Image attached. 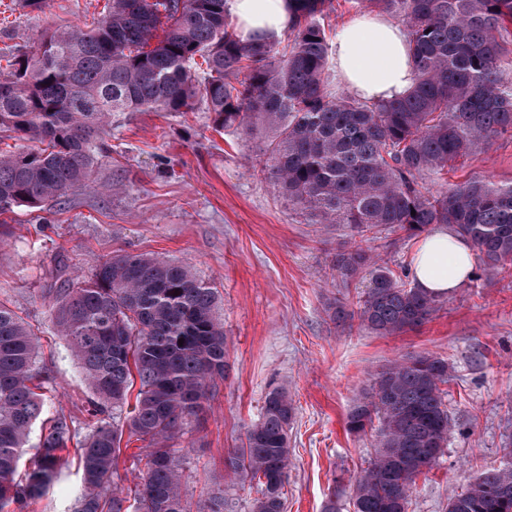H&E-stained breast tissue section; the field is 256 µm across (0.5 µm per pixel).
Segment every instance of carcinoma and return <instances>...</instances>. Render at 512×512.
Segmentation results:
<instances>
[{"instance_id": "cac0c4a2", "label": "carcinoma", "mask_w": 512, "mask_h": 512, "mask_svg": "<svg viewBox=\"0 0 512 512\" xmlns=\"http://www.w3.org/2000/svg\"><path fill=\"white\" fill-rule=\"evenodd\" d=\"M353 4L407 26L415 82L406 95L368 104L328 91L331 47L321 20L333 0H289L287 51L279 38L243 40L228 22L227 0H112L109 15L86 31L45 30L35 50L0 68V132L19 141L0 155V215L41 210L79 189L112 113L186 112L203 103L217 128L269 135L267 178L317 223L343 224L365 242L445 224L473 243L484 269L512 263V183L468 178L437 193L420 183L512 133V0ZM334 266L344 280L365 279L355 308L332 305L338 321L356 317L392 335L442 304L360 246L336 253ZM216 302L215 289L188 265L132 253L55 289L57 332L93 394L94 426L77 449L85 491L76 512H187L172 442L226 375ZM35 358L34 333L0 302V512H26L68 462L73 431L63 415L27 446L44 407ZM448 378L444 359L406 357L375 374L353 404L348 429H377L375 456L353 486L354 512H407L416 480L436 464L452 430L442 390ZM294 415L288 391L272 388L245 446L225 460L257 481L253 512H283ZM125 429L148 443L132 489L115 481ZM31 449L32 466L18 481ZM448 512H512V466L480 473L448 499Z\"/></svg>"}]
</instances>
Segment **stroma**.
Masks as SVG:
<instances>
[{"mask_svg": "<svg viewBox=\"0 0 512 512\" xmlns=\"http://www.w3.org/2000/svg\"><path fill=\"white\" fill-rule=\"evenodd\" d=\"M108 0H47L44 11L0 0V59L31 49L46 26L96 25ZM107 148L85 185L50 210L25 206L0 218V301L38 339L36 369L53 378L45 416L72 422L71 448L93 421L77 359L52 320L50 302L64 280L88 274L116 254H161L189 264L217 291L229 368L202 412L178 440L182 494L188 507L228 497L251 512L257 486L224 467L261 417L266 393L287 389L295 405L288 430L290 466L284 512H352L353 482L372 459L371 436L346 429V415L389 362L429 353L445 359L454 423L437 464L416 482L408 512H448V499L482 471L512 464V269L475 267L428 321L381 336L359 321L331 317L334 300H354L359 280L342 281L338 251L355 246L347 228L317 224L289 206L266 179L267 139L214 131L204 106L185 114L118 112ZM480 175L512 183V136L422 183L436 192ZM417 238L403 232L374 242L380 264L412 283ZM84 491L69 463L28 512H74Z\"/></svg>", "mask_w": 512, "mask_h": 512, "instance_id": "stroma-1", "label": "stroma"}]
</instances>
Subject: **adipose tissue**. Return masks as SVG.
Listing matches in <instances>:
<instances>
[{"label": "adipose tissue", "instance_id": "adipose-tissue-1", "mask_svg": "<svg viewBox=\"0 0 512 512\" xmlns=\"http://www.w3.org/2000/svg\"><path fill=\"white\" fill-rule=\"evenodd\" d=\"M227 7L245 39L278 37L291 22L288 0H228ZM331 60L341 87L363 102L402 96L412 85L408 31L387 17L365 12L340 27ZM474 264L471 242L440 227L422 238L413 275L424 291L448 294L471 277Z\"/></svg>", "mask_w": 512, "mask_h": 512}]
</instances>
